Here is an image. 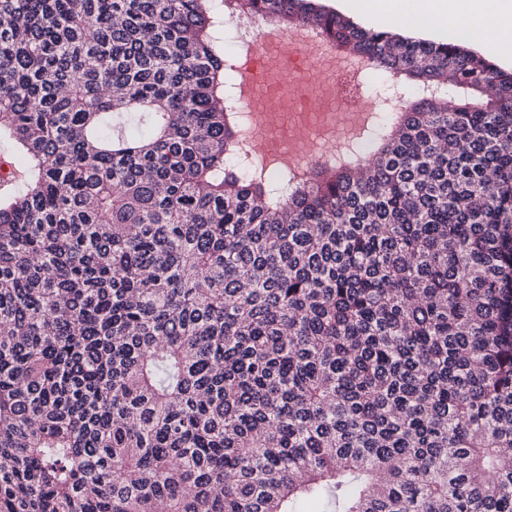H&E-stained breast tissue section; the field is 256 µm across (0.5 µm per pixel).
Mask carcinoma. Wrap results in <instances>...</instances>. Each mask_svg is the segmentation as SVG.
I'll list each match as a JSON object with an SVG mask.
<instances>
[{"label": "carcinoma", "mask_w": 512, "mask_h": 512, "mask_svg": "<svg viewBox=\"0 0 512 512\" xmlns=\"http://www.w3.org/2000/svg\"><path fill=\"white\" fill-rule=\"evenodd\" d=\"M210 2L0 0V512H512V71L223 0L418 90L276 190Z\"/></svg>", "instance_id": "cac0c4a2"}]
</instances>
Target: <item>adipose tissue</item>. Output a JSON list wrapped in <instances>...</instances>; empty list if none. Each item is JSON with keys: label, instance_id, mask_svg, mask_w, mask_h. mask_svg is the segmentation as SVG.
<instances>
[{"label": "adipose tissue", "instance_id": "adipose-tissue-1", "mask_svg": "<svg viewBox=\"0 0 512 512\" xmlns=\"http://www.w3.org/2000/svg\"><path fill=\"white\" fill-rule=\"evenodd\" d=\"M346 10L383 26L451 35L512 59V0H344ZM495 31H488L487 19Z\"/></svg>", "mask_w": 512, "mask_h": 512}]
</instances>
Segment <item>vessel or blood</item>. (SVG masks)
I'll use <instances>...</instances> for the list:
<instances>
[{
	"instance_id": "b4317fda",
	"label": "vessel or blood",
	"mask_w": 512,
	"mask_h": 512,
	"mask_svg": "<svg viewBox=\"0 0 512 512\" xmlns=\"http://www.w3.org/2000/svg\"><path fill=\"white\" fill-rule=\"evenodd\" d=\"M345 55L315 30H292L239 64L238 98L260 131L251 147L263 167L305 177L328 162L339 130L357 132L372 115L349 102L339 80Z\"/></svg>"
}]
</instances>
